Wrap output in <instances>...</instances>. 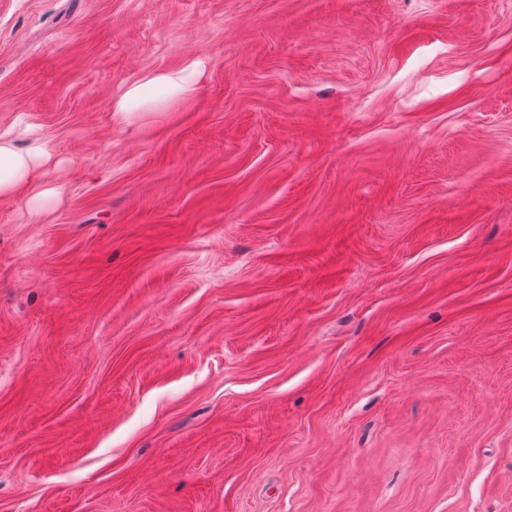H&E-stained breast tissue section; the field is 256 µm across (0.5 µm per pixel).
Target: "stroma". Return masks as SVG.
I'll return each mask as SVG.
<instances>
[{"label":"stroma","instance_id":"35a3bbf8","mask_svg":"<svg viewBox=\"0 0 512 512\" xmlns=\"http://www.w3.org/2000/svg\"><path fill=\"white\" fill-rule=\"evenodd\" d=\"M26 124L0 512H512V0H0ZM199 62L177 70H165L151 75L143 83L131 84L124 93L112 101L111 112L118 123L129 122L137 112H145L154 105L145 94L146 87L161 89L167 97L191 95L199 76Z\"/></svg>","mask_w":512,"mask_h":512}]
</instances>
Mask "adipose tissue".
<instances>
[{"label": "adipose tissue", "mask_w": 512, "mask_h": 512, "mask_svg": "<svg viewBox=\"0 0 512 512\" xmlns=\"http://www.w3.org/2000/svg\"><path fill=\"white\" fill-rule=\"evenodd\" d=\"M198 76L199 65L194 62L181 69L155 73L146 83L129 85L111 104L115 121L129 122L136 113L151 108L146 87L159 88L169 97H185L195 91ZM49 159L50 151L41 140L31 139L21 147L15 138L0 134V198L37 204L45 196L38 188V175Z\"/></svg>", "instance_id": "adipose-tissue-1"}]
</instances>
